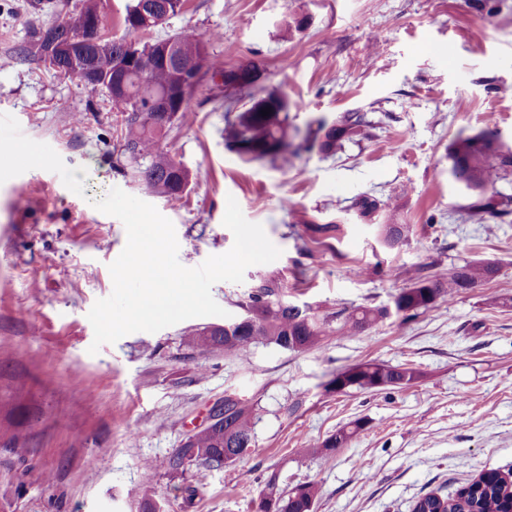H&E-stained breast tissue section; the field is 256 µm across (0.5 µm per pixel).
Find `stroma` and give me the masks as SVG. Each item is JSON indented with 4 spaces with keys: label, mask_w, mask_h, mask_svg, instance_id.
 Segmentation results:
<instances>
[{
    "label": "stroma",
    "mask_w": 512,
    "mask_h": 512,
    "mask_svg": "<svg viewBox=\"0 0 512 512\" xmlns=\"http://www.w3.org/2000/svg\"><path fill=\"white\" fill-rule=\"evenodd\" d=\"M186 0L166 33L194 30L208 51L259 62L300 131L287 162L246 161L224 143L221 97L199 91L189 125L164 146L189 170L177 201L125 176L119 112L34 55V34L59 0H0V512H254L269 477L319 489L315 512H412L481 473L512 467V215L489 228L458 220L471 196L450 170L459 136L493 129L512 148V0ZM305 19L300 29L286 21ZM343 112L374 121L369 138L324 157L304 139ZM175 227L178 259L196 267L234 244L228 198L280 249L243 282L214 284L225 316L134 332L89 354L87 317L113 290L123 223L95 208L112 188ZM369 194L381 222L405 224L395 247L353 204ZM496 262L491 280L411 320L292 352L248 359L190 349L187 331L239 318L260 279L281 275L289 302L384 306L415 270L435 275ZM375 360L421 371L390 391L326 390L331 372ZM256 403L255 447L222 469L143 481L142 465L178 448L225 396ZM331 461L308 449L355 420Z\"/></svg>",
    "instance_id": "35a3bbf8"
}]
</instances>
